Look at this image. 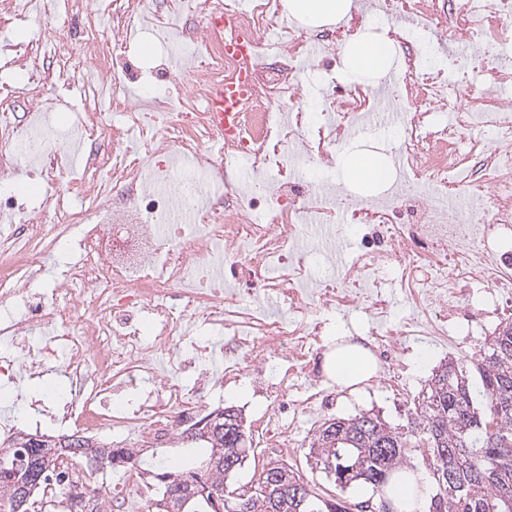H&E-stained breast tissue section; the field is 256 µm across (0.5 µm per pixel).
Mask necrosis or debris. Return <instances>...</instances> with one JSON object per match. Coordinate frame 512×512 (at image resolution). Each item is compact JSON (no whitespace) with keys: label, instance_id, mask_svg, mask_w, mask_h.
Wrapping results in <instances>:
<instances>
[{"label":"necrosis or debris","instance_id":"4bbe7bcc","mask_svg":"<svg viewBox=\"0 0 512 512\" xmlns=\"http://www.w3.org/2000/svg\"><path fill=\"white\" fill-rule=\"evenodd\" d=\"M44 28V53L73 44L85 60L42 69L21 46L0 44V61L27 90V116L0 107V378L43 377L49 362L64 369L63 394L47 406L51 422L75 423L116 448H153L193 425L217 384L208 367L213 337L223 339L224 377L246 367L265 372L268 427L277 446L293 445L291 414L315 417L310 390L292 396L290 382L308 371L319 342L315 307L352 306L385 274L396 275L415 306L434 315L388 317L376 341L392 351L402 337L447 336L448 298L455 289L489 284L512 297V74L493 66L506 59L512 0H372L389 29L393 59L376 80L377 103L348 101L334 78L337 42L364 33L359 17L335 31H316L307 44L284 41L281 0H34ZM112 33L98 34L103 7ZM224 16L207 31L208 11ZM432 21L428 44L413 47L418 29L395 27L402 17ZM157 39L161 62L151 71L156 91L131 98V20ZM257 34L245 55L228 52L237 37ZM283 58L282 67L269 64ZM321 102L310 125L303 90L289 72L309 57ZM91 61L109 110L76 115L45 135L54 99L47 84L72 81ZM179 62L191 80L184 94L163 87ZM484 85L470 95L471 77ZM248 78L251 89L226 131L224 152L211 157L209 92ZM121 116L109 125L108 114ZM372 128L395 131L390 176L381 189L357 197L345 187L304 181L305 166H331L343 138ZM109 131L112 150L88 155L73 192L30 211L14 190L18 171L47 185L73 140ZM144 134L141 151L127 135ZM363 248L350 269L313 273L316 249L333 250L348 231ZM77 242V258L51 292L32 280L61 242Z\"/></svg>","mask_w":512,"mask_h":512}]
</instances>
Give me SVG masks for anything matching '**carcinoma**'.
Returning <instances> with one entry per match:
<instances>
[{
  "label": "carcinoma",
  "instance_id": "carcinoma-1",
  "mask_svg": "<svg viewBox=\"0 0 512 512\" xmlns=\"http://www.w3.org/2000/svg\"><path fill=\"white\" fill-rule=\"evenodd\" d=\"M473 369L479 375L484 413L474 408L477 388L467 370L450 361L430 380L419 403L414 430L401 432L366 413L329 419L311 437L309 455L315 468L334 478L342 489L359 480L378 489L405 461L417 438L430 448L432 475L436 485L443 488L438 512H512V322L484 344ZM206 418L215 430H196L194 438L185 443L191 453L177 458H145L135 448L108 445L94 446L87 458L83 451L76 453L59 446L53 436L34 448L30 434L19 432L8 444L5 460L12 461L21 451L26 463L47 454L58 463L59 472L46 471L34 486L35 493L44 491L54 480H64L73 459L88 468L93 461L103 467L137 463L146 466L162 486V509L158 512H166V494L176 478L184 481L194 498L180 495L170 501L173 512H215L209 499L223 492L233 475L224 466V459L246 449L227 447L224 434L216 431L226 419L213 412ZM220 506L221 512H349L343 501L325 498L312 487L306 496L295 499L279 494L276 486L263 480L245 497L231 498Z\"/></svg>",
  "mask_w": 512,
  "mask_h": 512
}]
</instances>
